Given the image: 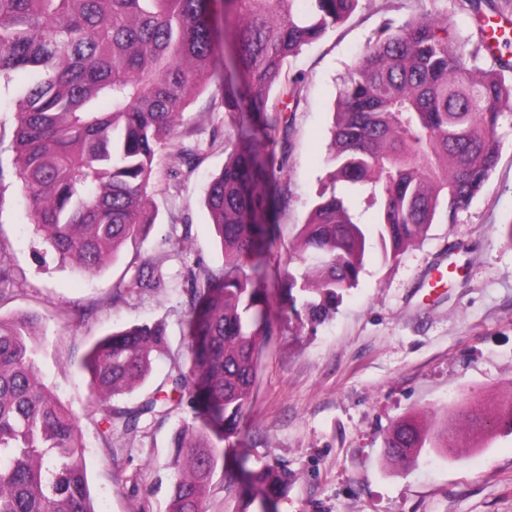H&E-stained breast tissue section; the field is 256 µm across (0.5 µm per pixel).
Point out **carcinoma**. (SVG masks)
Masks as SVG:
<instances>
[{"label": "carcinoma", "mask_w": 512, "mask_h": 512, "mask_svg": "<svg viewBox=\"0 0 512 512\" xmlns=\"http://www.w3.org/2000/svg\"><path fill=\"white\" fill-rule=\"evenodd\" d=\"M359 0H0V79L36 75L16 111L12 141L29 217L61 261L97 275L121 247L155 223L149 197L158 148L175 117L212 82L224 83V112L236 133L230 156L210 182L205 206L224 254L217 272L187 268L190 298L175 364L136 405L114 399L144 384L168 350L165 327L131 325L92 346L90 404L100 432L136 427L146 415L185 410L172 433L181 469L167 512H206L211 476L224 443L241 434L251 404L262 336L269 327L264 267L275 240L276 187L283 166L276 143L299 79H282L303 47L344 22ZM431 21L385 26L369 42L339 93L329 162L336 183L370 186L369 206L384 254L393 257L439 219L457 223L494 172L500 118L512 111V65L485 37L450 46L446 4ZM231 45L220 62L222 42ZM107 104L102 108L101 104ZM367 230L343 197L320 196L300 233L302 269L290 277L312 322L339 293L358 284ZM149 261L130 265L119 294L162 287ZM38 315H0V512H96L75 414L38 376ZM458 440L434 434L414 416L386 438L390 456L406 448L458 453ZM257 512H278L288 473L241 466Z\"/></svg>", "instance_id": "1"}]
</instances>
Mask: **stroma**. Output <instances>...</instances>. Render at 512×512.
Returning a JSON list of instances; mask_svg holds the SVG:
<instances>
[{"mask_svg":"<svg viewBox=\"0 0 512 512\" xmlns=\"http://www.w3.org/2000/svg\"><path fill=\"white\" fill-rule=\"evenodd\" d=\"M438 0H359L356 10L305 47L287 68L301 76L300 97L276 146L286 158L279 184L284 203L266 268L271 333L259 355L254 398L244 431L225 449L206 502L207 512H256L236 460L287 471L279 512H512V434L448 458L426 449L416 464L388 460L385 439L410 415L444 414L463 429L456 408L496 409L512 400V115L498 130L497 167L457 223L434 222L397 258H383L369 240L356 288L343 293L331 319L297 320L286 276L298 273L299 232L320 194L342 195L360 223H372L369 189L332 182L327 162L330 127L340 88L364 46L388 24L436 14ZM34 75L19 71L0 83V254L11 265V298L0 314L30 311L42 319L43 382L79 416L89 484L97 512H167L177 470L170 438L184 414L115 423L111 445L98 434L100 416L88 406V378L79 368L88 347L112 329L162 323L169 350L154 364L143 390L157 387L183 342L189 298L182 273L198 264L220 269L204 206L209 182L224 165L231 126L210 86L178 122L155 157L152 203L158 218L148 236L127 241L116 262L83 276L61 263L27 218L29 204L9 146L18 100ZM192 150L171 176V158ZM188 246H179L181 238ZM149 260L163 286L114 301L113 286L132 262ZM453 267L447 278L439 270Z\"/></svg>","mask_w":512,"mask_h":512,"instance_id":"stroma-1","label":"stroma"}]
</instances>
